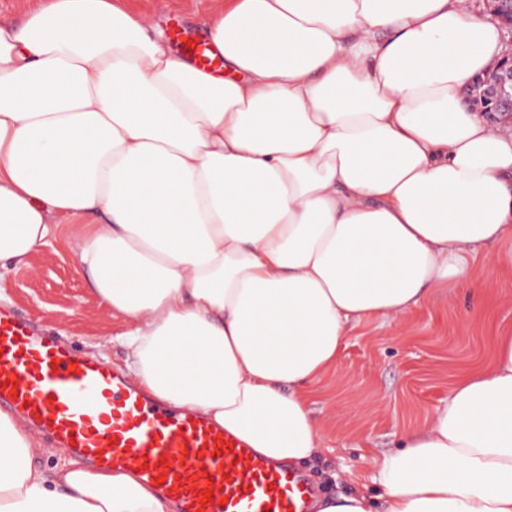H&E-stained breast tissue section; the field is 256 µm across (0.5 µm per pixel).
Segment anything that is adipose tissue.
<instances>
[{
    "label": "adipose tissue",
    "instance_id": "adipose-tissue-1",
    "mask_svg": "<svg viewBox=\"0 0 512 512\" xmlns=\"http://www.w3.org/2000/svg\"><path fill=\"white\" fill-rule=\"evenodd\" d=\"M213 73L173 55L125 0H35L0 25V269L53 220L126 367L266 459L323 444L303 393L347 329L398 320L512 239V132L463 91L501 52L471 0H224ZM0 411V512H173L137 476L68 459ZM381 492L312 512H512V332L401 450ZM27 425V424H26ZM36 434L38 438V446L36 448L35 458L37 464L47 474H51L57 463V455L53 453V448L49 441L39 434L35 429L27 425Z\"/></svg>",
    "mask_w": 512,
    "mask_h": 512
}]
</instances>
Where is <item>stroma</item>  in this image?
Returning <instances> with one entry per match:
<instances>
[{"mask_svg": "<svg viewBox=\"0 0 512 512\" xmlns=\"http://www.w3.org/2000/svg\"><path fill=\"white\" fill-rule=\"evenodd\" d=\"M171 40L174 27L206 36L224 0H128ZM0 305L54 330L85 356L120 366L127 322L108 315L74 249L49 237L24 268L0 276ZM512 329V265L490 273L483 295L435 288L402 321L374 319L344 336L336 365L309 385L325 449L305 467L316 493L376 495L373 459L423 427L464 374L487 368L497 329Z\"/></svg>", "mask_w": 512, "mask_h": 512, "instance_id": "1", "label": "stroma"}]
</instances>
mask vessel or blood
<instances>
[{
    "label": "vessel or blood",
    "instance_id": "1",
    "mask_svg": "<svg viewBox=\"0 0 512 512\" xmlns=\"http://www.w3.org/2000/svg\"><path fill=\"white\" fill-rule=\"evenodd\" d=\"M182 53L208 71L224 66L202 39ZM0 406L79 460L156 484L179 512H309L312 489L298 470L257 456L194 411L172 412L19 314L0 313Z\"/></svg>",
    "mask_w": 512,
    "mask_h": 512
}]
</instances>
